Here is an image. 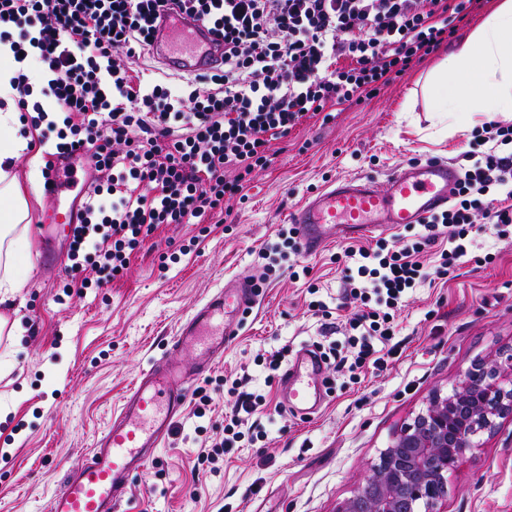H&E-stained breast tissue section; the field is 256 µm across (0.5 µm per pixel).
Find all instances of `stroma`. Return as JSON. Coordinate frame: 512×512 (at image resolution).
I'll return each instance as SVG.
<instances>
[{
  "instance_id": "35a3bbf8",
  "label": "stroma",
  "mask_w": 512,
  "mask_h": 512,
  "mask_svg": "<svg viewBox=\"0 0 512 512\" xmlns=\"http://www.w3.org/2000/svg\"><path fill=\"white\" fill-rule=\"evenodd\" d=\"M442 58L430 55L327 124L299 125L275 143L271 164L253 174L227 213L209 224L161 225L122 278L82 296L63 291L65 234L54 238L58 263L50 266L35 227L69 208L89 169L77 168L73 190L58 201L27 190L29 267L13 299L0 305V319L14 329L0 335V512H46L64 473L84 463L134 380L174 354L180 323L225 281L255 274L292 209L341 178L381 185L409 161L461 164L484 119L459 130L428 111L422 87ZM416 233L407 226L378 239L328 241L264 288L205 376L209 411L197 418L185 404L152 460L134 473L119 512H337L433 391H450L477 360L512 350V239L482 233L471 257L414 291L398 319L402 353L387 370L336 384L314 414L285 407L280 375L265 360L277 351L289 363L313 345L321 324L313 300L346 322L354 307L337 304L344 250L380 239L401 245ZM489 253L495 259L487 264ZM240 378L263 397L249 419L258 437L215 463L199 461L200 449L224 435L235 401L228 384ZM476 442L435 512H512V418Z\"/></svg>"
}]
</instances>
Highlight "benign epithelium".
<instances>
[{
  "instance_id": "obj_1",
  "label": "benign epithelium",
  "mask_w": 512,
  "mask_h": 512,
  "mask_svg": "<svg viewBox=\"0 0 512 512\" xmlns=\"http://www.w3.org/2000/svg\"><path fill=\"white\" fill-rule=\"evenodd\" d=\"M506 417H512V352L473 365L450 393L434 392L338 512H418L425 501L434 507L447 497L448 472L466 461L474 438Z\"/></svg>"
}]
</instances>
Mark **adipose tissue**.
Instances as JSON below:
<instances>
[{
    "label": "adipose tissue",
    "mask_w": 512,
    "mask_h": 512,
    "mask_svg": "<svg viewBox=\"0 0 512 512\" xmlns=\"http://www.w3.org/2000/svg\"><path fill=\"white\" fill-rule=\"evenodd\" d=\"M25 72L33 86L45 87L51 75L25 59L16 61L0 43V299L20 285L19 262L29 248L18 226L27 218L26 203L14 171L28 142L17 136L18 112L11 86L17 72ZM429 109L447 113L461 126L475 116L512 115V0H503L486 20L446 57L428 87Z\"/></svg>",
    "instance_id": "ef3b65f1"
}]
</instances>
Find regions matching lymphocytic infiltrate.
<instances>
[{"label": "lymphocytic infiltrate", "mask_w": 512, "mask_h": 512, "mask_svg": "<svg viewBox=\"0 0 512 512\" xmlns=\"http://www.w3.org/2000/svg\"><path fill=\"white\" fill-rule=\"evenodd\" d=\"M486 0H0V42L39 51L53 74L45 92L59 113L31 102L29 78L12 80L20 118L38 131L45 169L87 161L93 186L81 200L67 256L93 265L98 284L122 275L130 256L163 224H202L242 193L271 161L273 141L304 121L332 120L439 50ZM178 12L214 29L222 69L183 80L145 78L161 15ZM454 202L428 218L410 243L345 254V298L359 308L344 326L322 325L323 363L358 380L398 353L396 318L416 288L467 257L479 218L512 237V124L486 122ZM447 240L437 265L417 253ZM223 439L202 449L212 462L235 448L261 395L232 382Z\"/></svg>", "instance_id": "f902f5d3"}]
</instances>
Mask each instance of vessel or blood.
<instances>
[{
	"label": "vessel or blood",
	"instance_id": "1",
	"mask_svg": "<svg viewBox=\"0 0 512 512\" xmlns=\"http://www.w3.org/2000/svg\"><path fill=\"white\" fill-rule=\"evenodd\" d=\"M221 50L209 27L191 18L162 17L150 56L175 75H191L218 63ZM460 178L451 162H408L392 172L385 187L369 178L341 179L293 209L306 251L323 248L328 234L364 238L375 232L420 224L448 205ZM255 304L252 285L239 281L221 288L180 326L175 347L191 348L193 366L167 361L135 380L120 413L98 439L83 465L67 473L52 495L48 512H117L130 489L132 474L143 468L168 436L195 383L209 372L224 346L237 336L241 315ZM321 364L302 349L287 366L282 394L287 406L317 410L323 401Z\"/></svg>",
	"mask_w": 512,
	"mask_h": 512
}]
</instances>
